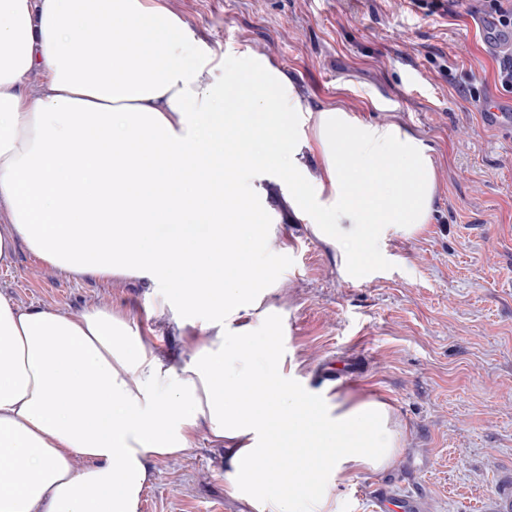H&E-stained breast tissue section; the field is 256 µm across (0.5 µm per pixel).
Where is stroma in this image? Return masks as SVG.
Instances as JSON below:
<instances>
[{
    "label": "stroma",
    "instance_id": "obj_1",
    "mask_svg": "<svg viewBox=\"0 0 512 512\" xmlns=\"http://www.w3.org/2000/svg\"><path fill=\"white\" fill-rule=\"evenodd\" d=\"M216 58L251 46L314 108L396 122L429 144L438 186L424 231L380 241L382 267L351 283L288 206L285 184L260 250L274 271L277 345L322 396L387 402L404 448L383 471L337 485L336 512H370L360 492L388 484L426 512H488L512 470V133L488 127L478 100L502 95L498 56L472 28L467 0H160ZM0 297L70 317L118 308L159 338L163 357L195 344L136 278H86L17 242ZM224 448L200 424L181 457L149 464L139 512H253L224 490Z\"/></svg>",
    "mask_w": 512,
    "mask_h": 512
}]
</instances>
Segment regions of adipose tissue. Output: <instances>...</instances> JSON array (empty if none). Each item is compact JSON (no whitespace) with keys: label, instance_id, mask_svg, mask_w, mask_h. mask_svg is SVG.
<instances>
[{"label":"adipose tissue","instance_id":"adipose-tissue-1","mask_svg":"<svg viewBox=\"0 0 512 512\" xmlns=\"http://www.w3.org/2000/svg\"><path fill=\"white\" fill-rule=\"evenodd\" d=\"M36 69L48 93L31 100ZM242 127L254 137L239 146ZM89 140L97 152L81 153ZM254 172L287 179L289 206L353 283L374 243L429 223L437 191L421 138L311 109L251 46L216 60L158 0H0V266L21 241L82 276L169 282L160 301L197 341L169 362L126 313L0 298V465L20 474L0 484V512H139L148 460L183 455L202 421L224 447L225 491L256 512H330L353 471L398 458L388 403L317 397L273 347L248 357L277 326Z\"/></svg>","mask_w":512,"mask_h":512}]
</instances>
